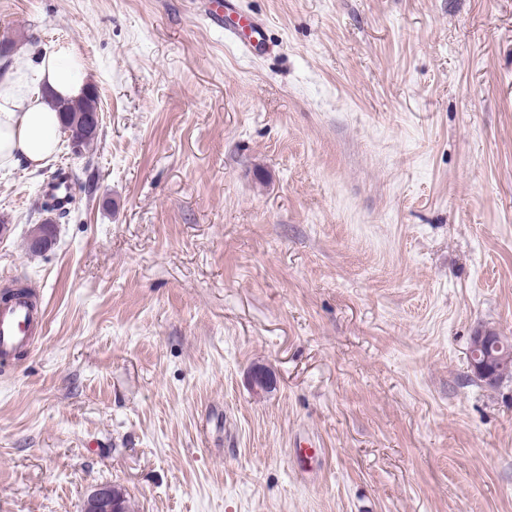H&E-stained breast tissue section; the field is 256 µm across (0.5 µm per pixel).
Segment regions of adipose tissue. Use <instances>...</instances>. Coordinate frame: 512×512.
I'll list each match as a JSON object with an SVG mask.
<instances>
[{"mask_svg": "<svg viewBox=\"0 0 512 512\" xmlns=\"http://www.w3.org/2000/svg\"><path fill=\"white\" fill-rule=\"evenodd\" d=\"M82 70L78 55L66 46L35 59L19 53L0 78V167L21 161L36 170L47 165L60 122L44 95L80 99L88 90Z\"/></svg>", "mask_w": 512, "mask_h": 512, "instance_id": "1", "label": "adipose tissue"}]
</instances>
